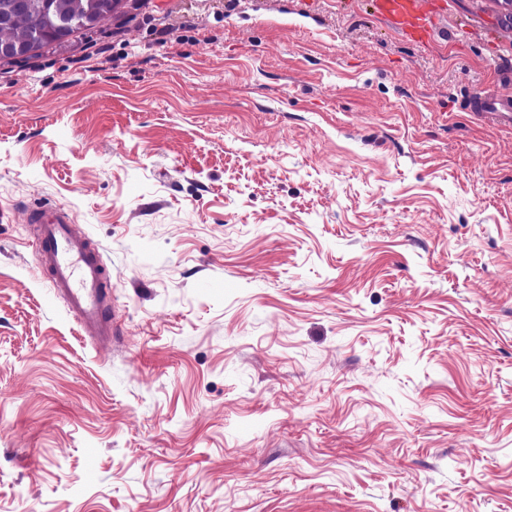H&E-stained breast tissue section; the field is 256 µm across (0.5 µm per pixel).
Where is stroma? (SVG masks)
Returning a JSON list of instances; mask_svg holds the SVG:
<instances>
[{"instance_id":"35a3bbf8","label":"stroma","mask_w":512,"mask_h":512,"mask_svg":"<svg viewBox=\"0 0 512 512\" xmlns=\"http://www.w3.org/2000/svg\"><path fill=\"white\" fill-rule=\"evenodd\" d=\"M148 0L0 64V512H512V21ZM112 274L83 336L26 210ZM374 13L398 32L426 41L434 33L439 7L431 0H371ZM472 106L475 113L485 119L502 126L512 125L511 96L489 95L479 97L473 101Z\"/></svg>"}]
</instances>
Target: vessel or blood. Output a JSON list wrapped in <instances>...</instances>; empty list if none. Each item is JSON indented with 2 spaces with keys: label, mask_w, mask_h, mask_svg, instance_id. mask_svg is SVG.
I'll return each instance as SVG.
<instances>
[{
  "label": "vessel or blood",
  "mask_w": 512,
  "mask_h": 512,
  "mask_svg": "<svg viewBox=\"0 0 512 512\" xmlns=\"http://www.w3.org/2000/svg\"><path fill=\"white\" fill-rule=\"evenodd\" d=\"M371 6L377 16L406 36L425 41L434 33L439 9L433 0H371ZM473 109L499 125H512L511 97H479ZM29 220L37 226L36 250L55 295L77 316L86 336L99 343L111 342L119 324L111 306L110 271L101 253L76 232L63 207L35 206L29 211Z\"/></svg>",
  "instance_id": "b4317fda"
}]
</instances>
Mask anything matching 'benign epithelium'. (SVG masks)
I'll return each mask as SVG.
<instances>
[{
    "label": "benign epithelium",
    "instance_id": "obj_1",
    "mask_svg": "<svg viewBox=\"0 0 512 512\" xmlns=\"http://www.w3.org/2000/svg\"><path fill=\"white\" fill-rule=\"evenodd\" d=\"M39 27L23 37L9 32L33 14L31 0H0V63L41 51L47 40H65L81 29L96 28L106 21L119 26L137 9L138 0H90L88 9L69 16L59 9L56 0H44Z\"/></svg>",
    "mask_w": 512,
    "mask_h": 512
}]
</instances>
